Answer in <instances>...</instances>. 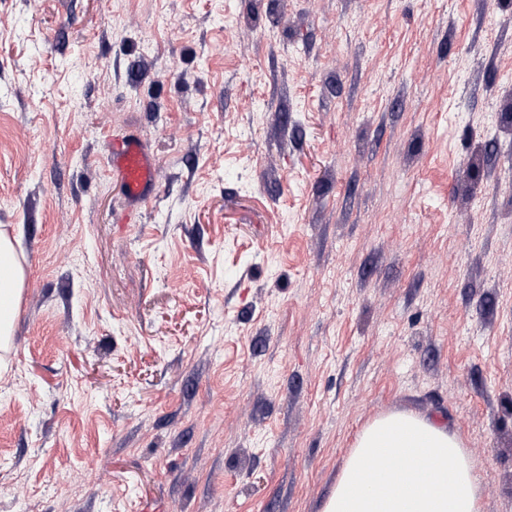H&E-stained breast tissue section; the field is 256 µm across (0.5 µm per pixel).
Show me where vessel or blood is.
Wrapping results in <instances>:
<instances>
[{
	"mask_svg": "<svg viewBox=\"0 0 512 512\" xmlns=\"http://www.w3.org/2000/svg\"><path fill=\"white\" fill-rule=\"evenodd\" d=\"M108 147L110 173L120 183L128 211H136L154 196L155 159L132 135L112 140Z\"/></svg>",
	"mask_w": 512,
	"mask_h": 512,
	"instance_id": "1",
	"label": "vessel or blood"
}]
</instances>
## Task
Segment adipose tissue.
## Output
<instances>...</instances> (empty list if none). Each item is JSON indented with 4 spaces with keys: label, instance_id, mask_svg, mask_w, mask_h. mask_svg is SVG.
<instances>
[{
    "label": "adipose tissue",
    "instance_id": "1",
    "mask_svg": "<svg viewBox=\"0 0 512 512\" xmlns=\"http://www.w3.org/2000/svg\"><path fill=\"white\" fill-rule=\"evenodd\" d=\"M25 268L0 229V366L12 344ZM389 460L393 479L373 471ZM323 512H480V487L462 439L426 417L389 413L358 434Z\"/></svg>",
    "mask_w": 512,
    "mask_h": 512
}]
</instances>
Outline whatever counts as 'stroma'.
<instances>
[{"mask_svg":"<svg viewBox=\"0 0 512 512\" xmlns=\"http://www.w3.org/2000/svg\"><path fill=\"white\" fill-rule=\"evenodd\" d=\"M511 106L505 0H0V512H323L391 412L512 512ZM110 151V174L121 186L127 211H137L154 196L156 163L154 156L135 136L112 139ZM26 272L12 240L0 229V366L12 344L14 324L25 284Z\"/></svg>","mask_w":512,"mask_h":512,"instance_id":"35a3bbf8","label":"stroma"}]
</instances>
